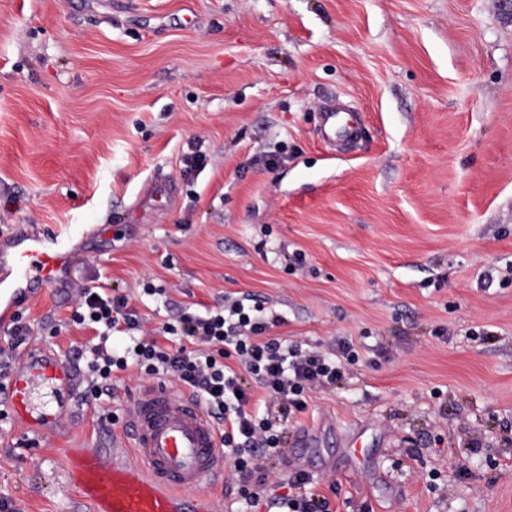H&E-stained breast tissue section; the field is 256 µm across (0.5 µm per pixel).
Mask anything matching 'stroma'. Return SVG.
Listing matches in <instances>:
<instances>
[{
  "mask_svg": "<svg viewBox=\"0 0 512 512\" xmlns=\"http://www.w3.org/2000/svg\"><path fill=\"white\" fill-rule=\"evenodd\" d=\"M332 102L362 128L336 150ZM17 227L76 254L72 286L22 308L30 346L89 353L67 323L83 286L152 327L261 299L273 336L358 354L288 425L317 432L303 465L333 512H512V0H0V235ZM76 381L44 433L0 411L14 512H94L69 455L111 451L103 412L149 384L89 401Z\"/></svg>",
  "mask_w": 512,
  "mask_h": 512,
  "instance_id": "obj_1",
  "label": "stroma"
}]
</instances>
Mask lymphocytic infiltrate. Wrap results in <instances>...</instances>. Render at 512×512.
Masks as SVG:
<instances>
[{"label":"lymphocytic infiltrate","instance_id":"f902f5d3","mask_svg":"<svg viewBox=\"0 0 512 512\" xmlns=\"http://www.w3.org/2000/svg\"><path fill=\"white\" fill-rule=\"evenodd\" d=\"M70 321L100 338L88 363L87 398L111 395L119 372L174 382L216 421L238 492L249 505L270 485L267 460L283 455L289 419L307 410L311 393L342 383L356 358L344 338L325 352L271 336L278 316L241 300L202 311L184 308L174 321L148 330L128 296L86 286ZM112 336L122 337V345L108 346ZM287 485L278 500L287 512H331L307 471L289 474Z\"/></svg>","mask_w":512,"mask_h":512}]
</instances>
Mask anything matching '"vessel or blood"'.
Returning a JSON list of instances; mask_svg holds the SVG:
<instances>
[{"label": "vessel or blood", "instance_id": "1", "mask_svg": "<svg viewBox=\"0 0 512 512\" xmlns=\"http://www.w3.org/2000/svg\"><path fill=\"white\" fill-rule=\"evenodd\" d=\"M74 268L67 238L17 229L0 241V310L16 312ZM9 413L38 433L63 413L74 393L72 371L54 353L31 350L1 389ZM134 464L97 448L72 459L71 476L95 512H208L193 490L222 476L216 427L191 396L164 384L145 387L124 409L120 431Z\"/></svg>", "mask_w": 512, "mask_h": 512}]
</instances>
